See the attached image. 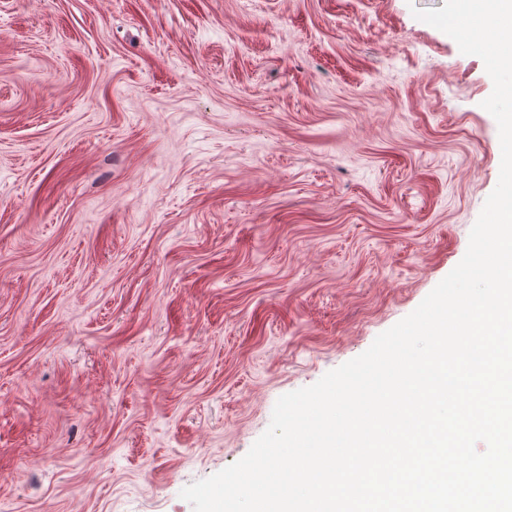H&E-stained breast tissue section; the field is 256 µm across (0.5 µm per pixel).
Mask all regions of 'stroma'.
<instances>
[{
  "label": "stroma",
  "instance_id": "1",
  "mask_svg": "<svg viewBox=\"0 0 512 512\" xmlns=\"http://www.w3.org/2000/svg\"><path fill=\"white\" fill-rule=\"evenodd\" d=\"M444 0H0V512H193L464 257L493 82Z\"/></svg>",
  "mask_w": 512,
  "mask_h": 512
}]
</instances>
